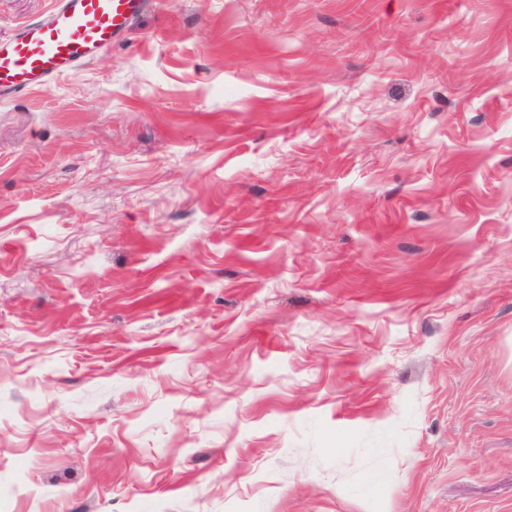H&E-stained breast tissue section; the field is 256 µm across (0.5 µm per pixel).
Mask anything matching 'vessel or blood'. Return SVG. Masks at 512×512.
I'll use <instances>...</instances> for the list:
<instances>
[{"instance_id": "vessel-or-blood-1", "label": "vessel or blood", "mask_w": 512, "mask_h": 512, "mask_svg": "<svg viewBox=\"0 0 512 512\" xmlns=\"http://www.w3.org/2000/svg\"><path fill=\"white\" fill-rule=\"evenodd\" d=\"M146 0H56L43 19L0 42V98L43 87L122 42Z\"/></svg>"}]
</instances>
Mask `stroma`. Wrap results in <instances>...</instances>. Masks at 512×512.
<instances>
[{
  "instance_id": "obj_1",
  "label": "stroma",
  "mask_w": 512,
  "mask_h": 512,
  "mask_svg": "<svg viewBox=\"0 0 512 512\" xmlns=\"http://www.w3.org/2000/svg\"><path fill=\"white\" fill-rule=\"evenodd\" d=\"M0 512H512V0H151L0 100Z\"/></svg>"
}]
</instances>
